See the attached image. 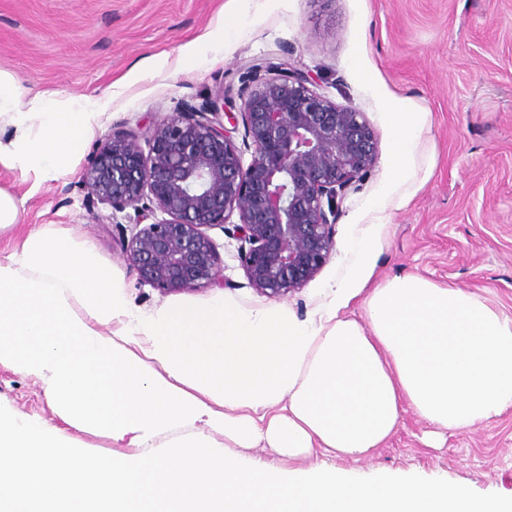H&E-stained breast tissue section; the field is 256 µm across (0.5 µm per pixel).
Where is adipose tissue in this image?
Masks as SVG:
<instances>
[{
	"label": "adipose tissue",
	"instance_id": "1",
	"mask_svg": "<svg viewBox=\"0 0 512 512\" xmlns=\"http://www.w3.org/2000/svg\"><path fill=\"white\" fill-rule=\"evenodd\" d=\"M382 98L387 175L352 216L357 260L318 316L212 301L132 305L90 243L50 228L0 259V365L35 378L61 417L107 433L120 455L74 446L44 420L0 408V512H512L463 483L314 463L366 457L405 409L463 432L512 408V316L474 291L408 273L373 282L369 257L391 210L430 176L429 113ZM109 96L65 101L0 71V164L38 182L68 171ZM362 300L365 317L345 311ZM204 434L164 443L171 431ZM223 432L238 453L210 441ZM261 447L277 457L245 456ZM291 460L283 467L281 459Z\"/></svg>",
	"mask_w": 512,
	"mask_h": 512
}]
</instances>
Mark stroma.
<instances>
[{
  "label": "stroma",
  "instance_id": "1",
  "mask_svg": "<svg viewBox=\"0 0 512 512\" xmlns=\"http://www.w3.org/2000/svg\"><path fill=\"white\" fill-rule=\"evenodd\" d=\"M247 19L243 37L223 34ZM286 61L314 79L336 104L362 112L378 138L374 165L347 194L334 226L335 248L302 289L267 297L248 283L240 243L209 229L224 262V287L162 293L142 281L124 255L117 225L133 210L89 202L81 186L101 140L118 129L144 133L152 121L225 94L238 100L253 63ZM0 70L24 85L68 99L111 95L112 103L76 156L71 172L36 183L0 164V190L21 200L20 221L0 230V258L34 231L50 227L91 242L134 306L206 303L217 296L240 306L284 307L314 317L330 300L328 283L354 260L350 221L386 176L389 153L381 101L362 75L430 113L425 140L436 166L418 193L392 211L372 258L377 279L416 273L472 290L512 314V0H0ZM0 401L62 429L96 455L120 447L99 430L67 423L40 383L0 366ZM431 430L413 410L382 448L336 467L386 469L466 482L478 496H512V408L433 448Z\"/></svg>",
  "mask_w": 512,
  "mask_h": 512
}]
</instances>
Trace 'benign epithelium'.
<instances>
[{"mask_svg":"<svg viewBox=\"0 0 512 512\" xmlns=\"http://www.w3.org/2000/svg\"><path fill=\"white\" fill-rule=\"evenodd\" d=\"M262 78L242 97L243 165L224 123L220 94L170 113L149 128V150L131 131L103 139L82 177L91 202L137 213L119 242L140 278L163 293L224 286V265L206 229L221 226L241 241L249 285L283 296L311 281L329 260L336 212L377 156V137L362 113L316 91L288 62L255 63ZM167 218L145 220L156 212ZM239 222L226 227L230 217Z\"/></svg>","mask_w":512,"mask_h":512,"instance_id":"obj_1","label":"benign epithelium"}]
</instances>
